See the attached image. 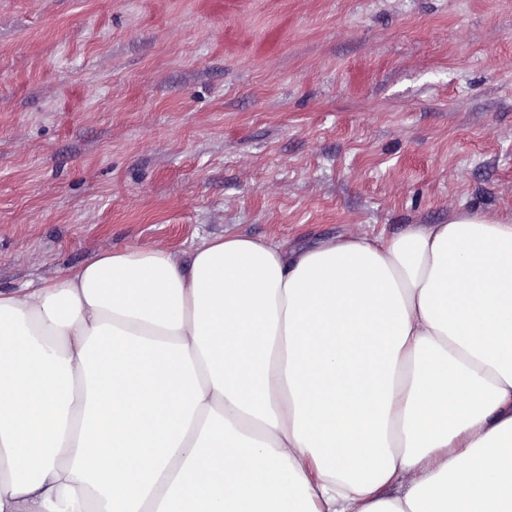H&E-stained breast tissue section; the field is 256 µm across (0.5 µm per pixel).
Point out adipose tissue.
<instances>
[{
  "instance_id": "obj_1",
  "label": "adipose tissue",
  "mask_w": 512,
  "mask_h": 512,
  "mask_svg": "<svg viewBox=\"0 0 512 512\" xmlns=\"http://www.w3.org/2000/svg\"><path fill=\"white\" fill-rule=\"evenodd\" d=\"M0 512H512V220L0 290Z\"/></svg>"
}]
</instances>
